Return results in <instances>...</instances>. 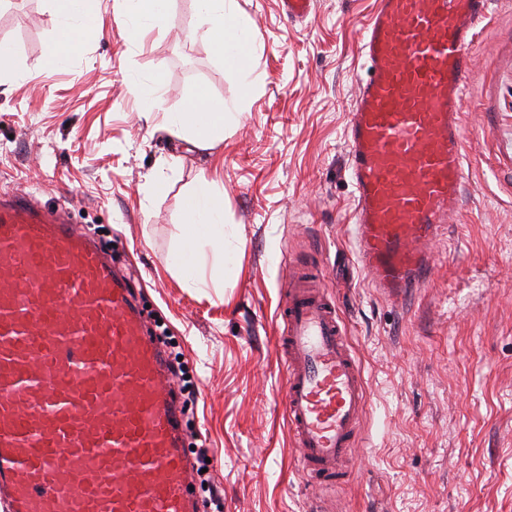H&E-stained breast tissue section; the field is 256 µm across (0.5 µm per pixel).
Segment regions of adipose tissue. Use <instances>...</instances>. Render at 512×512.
I'll use <instances>...</instances> for the list:
<instances>
[{
    "label": "adipose tissue",
    "mask_w": 512,
    "mask_h": 512,
    "mask_svg": "<svg viewBox=\"0 0 512 512\" xmlns=\"http://www.w3.org/2000/svg\"><path fill=\"white\" fill-rule=\"evenodd\" d=\"M59 20V38L50 46L46 67H66L80 54L84 42L100 29L94 0H53ZM170 0H124L134 22L130 39H138L162 26L169 16ZM194 32L206 39L225 68L242 77L240 94L248 96L254 85L252 21L237 13L234 0H195ZM238 103L214 99L206 88H196L182 108L163 113L160 126L170 134L208 147L222 141L224 131L238 120ZM213 259L224 267V199L216 180H201L186 197L184 234L168 266L184 283L199 288L205 283L204 264Z\"/></svg>",
    "instance_id": "adipose-tissue-1"
}]
</instances>
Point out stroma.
Returning <instances> with one entry per match:
<instances>
[{"instance_id":"stroma-1","label":"stroma","mask_w":512,"mask_h":512,"mask_svg":"<svg viewBox=\"0 0 512 512\" xmlns=\"http://www.w3.org/2000/svg\"><path fill=\"white\" fill-rule=\"evenodd\" d=\"M252 18L257 81L189 35L194 0L129 41L121 0H98L99 35L65 68L52 0H0V195L22 188L104 226L122 268L178 340L199 387L195 433L224 512H311L282 406L277 311L288 263L318 255L344 317L368 406L351 482L321 495L346 512H512V0L478 28L463 107L462 207L423 288L405 304L374 291L354 253L343 129L363 72L358 44L374 0H316L303 20L279 0H236ZM162 71L154 89L150 77ZM240 99L238 125L204 148L156 129L196 87ZM153 120H145V113ZM224 192V249L187 287L168 269L186 193Z\"/></svg>"}]
</instances>
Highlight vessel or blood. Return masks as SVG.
<instances>
[{"label":"vessel or blood","instance_id":"1","mask_svg":"<svg viewBox=\"0 0 512 512\" xmlns=\"http://www.w3.org/2000/svg\"><path fill=\"white\" fill-rule=\"evenodd\" d=\"M490 0H378L344 128L350 235L373 288L403 302L462 201V101ZM323 266L291 272L277 341L283 405L312 494L347 484L363 371ZM176 381L126 277L63 208L0 199V494L10 512H200Z\"/></svg>","mask_w":512,"mask_h":512}]
</instances>
